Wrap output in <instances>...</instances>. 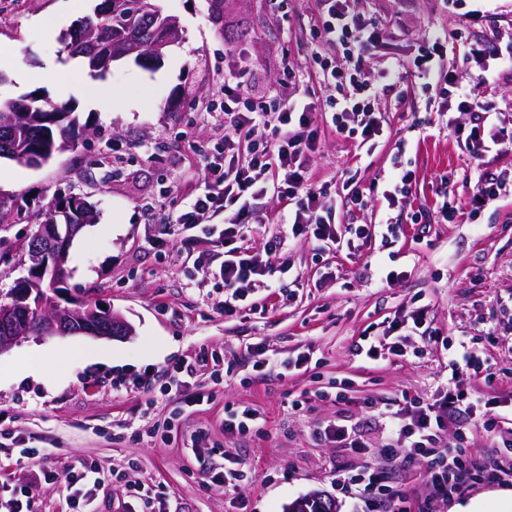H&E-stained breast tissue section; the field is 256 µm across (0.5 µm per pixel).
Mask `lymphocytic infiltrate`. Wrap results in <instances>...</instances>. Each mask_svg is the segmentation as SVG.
Masks as SVG:
<instances>
[{
  "label": "lymphocytic infiltrate",
  "instance_id": "lymphocytic-infiltrate-1",
  "mask_svg": "<svg viewBox=\"0 0 512 512\" xmlns=\"http://www.w3.org/2000/svg\"><path fill=\"white\" fill-rule=\"evenodd\" d=\"M357 0H320L321 12L309 43L313 70L287 69L281 79L279 98L255 97L249 92L251 73L247 67L224 72V151L220 162H205L203 186L175 216L186 229L208 224V232L224 247L219 275L224 280V312L243 309L252 291L274 276V261L291 241L310 240L318 244L340 243L335 220L336 208L326 200L313 181L312 159L319 150V115L328 113L334 131L357 147L375 149L384 133L386 116L377 102L387 89L415 77L428 102L448 113L447 127L468 156L477 178L465 207H441L443 221L460 216L475 217L488 202L507 188L508 180L482 171L486 153L512 150V102L498 105L479 94L489 81L491 63L512 68V41L487 51L470 46L473 62L467 78L445 62L447 37L429 31L413 63L388 51V34L372 17L355 8ZM336 46L342 63L324 59L322 45ZM381 55L376 71L365 68L367 57ZM334 88V95L318 98L316 87ZM468 116L469 127L456 123L455 114ZM276 195L287 207L286 220L263 247H247L246 232L255 214L257 199ZM224 221L210 224L215 214ZM429 305L402 310L381 335H364L353 346L354 355L377 362L388 357L406 358L409 336L431 329ZM483 350L459 340L448 354L452 371L441 389L427 398H417L400 407H379L364 398L362 407L378 422L386 442L389 460L406 464L421 460L437 498L462 496L480 481L501 482L512 478V402L472 399L459 386L455 370L465 369L473 378L483 372ZM478 420L492 433L501 457L495 467H486L481 457L465 454L459 447L464 430L462 419ZM316 438L333 447L361 454L369 446L358 424L337 420L316 426ZM336 482L345 492L372 503L387 497L389 488L382 473L373 466L354 474L337 470Z\"/></svg>",
  "mask_w": 512,
  "mask_h": 512
}]
</instances>
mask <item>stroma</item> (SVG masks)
Here are the masks:
<instances>
[{
    "mask_svg": "<svg viewBox=\"0 0 512 512\" xmlns=\"http://www.w3.org/2000/svg\"><path fill=\"white\" fill-rule=\"evenodd\" d=\"M83 11L71 0H0V41L20 45L30 74L27 85L13 76L0 82V100L39 97L47 107L70 109L82 138L76 148L38 167L0 159V199L29 200L47 209L58 197L78 195L97 218L70 246L67 287L75 298L111 307L132 327L123 338L85 335L29 336L0 354V362L35 358L40 372L17 378L0 373V512H7L11 488L29 486L35 512H69L64 484L42 480L43 471H78L96 463L119 470L125 483L98 487L91 512H140L141 503L126 484L151 489L161 512H285L305 496L320 492L336 512H363L360 499L336 485V469L365 460L381 471L392 493L411 501L429 492L422 462L403 466L387 460L384 438L367 423L368 455H353L315 439V425L362 415L359 400L409 401L429 397L442 379L448 353L428 337L409 339L413 354L403 362L371 364L353 356L352 345L366 332L382 330L395 311L422 301L430 307L440 336L458 339L497 325L482 340L496 392L512 396V193L482 209L474 219L439 220L442 203L462 205L473 185L464 173L469 160L445 119L426 111L419 86L381 97L390 122L377 147L358 154L350 141L321 125L313 179L328 196L342 199L344 171L360 165L366 204L359 222L393 218L394 235L375 233L354 239L352 247L320 249L293 242L282 255L290 270L275 288L255 289L250 308L224 313V283L218 270L224 248L201 228L184 230L167 217L182 208L200 186L201 150L223 143L224 66L244 57L252 73L251 93L272 96L288 66L305 65L307 37L316 0H159L174 17L183 40L169 48L155 67L133 60L112 64L105 83L121 88L112 111L88 108L68 87L66 74L46 80L48 58L62 59L59 36ZM359 9L389 34L392 51L405 60L417 55L429 29L448 36L447 60L459 75L471 64L472 42L487 45L512 39V0H359ZM486 13L469 25L465 14ZM58 20V34L45 38L35 18ZM405 141L396 156L394 144ZM414 171L416 180L401 205L388 207L380 185L394 159ZM422 212L430 232L417 237L407 216ZM189 247H181L184 238ZM399 271L388 286L376 282L372 257ZM212 271L197 272V258ZM108 349L112 358L95 360ZM307 371L280 373L273 363L298 355ZM199 361L193 386L210 392L207 402L186 406L169 392L167 370ZM349 386L343 403L312 400L304 410H288L302 391ZM257 409L261 429L236 438L224 434V407ZM205 446L187 448L190 435ZM240 462L254 477L237 490L210 481L225 457ZM512 512V481L476 484L468 494L435 502V512Z\"/></svg>",
    "mask_w": 512,
    "mask_h": 512,
    "instance_id": "1",
    "label": "stroma"
}]
</instances>
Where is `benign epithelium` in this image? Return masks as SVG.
<instances>
[{
  "label": "benign epithelium",
  "mask_w": 512,
  "mask_h": 512,
  "mask_svg": "<svg viewBox=\"0 0 512 512\" xmlns=\"http://www.w3.org/2000/svg\"><path fill=\"white\" fill-rule=\"evenodd\" d=\"M178 40L173 20H166L154 33L149 50L140 53L143 60L156 62ZM82 224H41L27 252V275L19 288L0 297V354L30 333L40 336L83 334L95 338H122L131 326L112 314L111 309L90 300L77 301V310L50 309L53 302L42 294L46 273L58 274L62 259L68 258L70 245L82 231Z\"/></svg>",
  "instance_id": "1"
}]
</instances>
